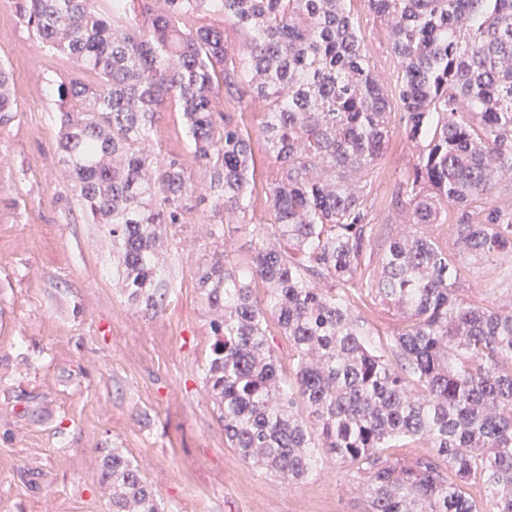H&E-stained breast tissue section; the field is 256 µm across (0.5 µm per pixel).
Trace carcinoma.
Wrapping results in <instances>:
<instances>
[{"label": "carcinoma", "instance_id": "obj_1", "mask_svg": "<svg viewBox=\"0 0 512 512\" xmlns=\"http://www.w3.org/2000/svg\"><path fill=\"white\" fill-rule=\"evenodd\" d=\"M21 0L40 42L74 61L57 85L59 149L77 202L105 225L122 287L149 307L159 292V229L187 223L197 189L152 155L175 101L214 207L246 219L252 135L221 94L266 103L258 136L274 169L272 223L244 267L228 245L197 271L215 316L206 390L240 458L282 481L316 454L358 466L365 512H512V309L459 298L457 259L430 232L453 213L459 254L479 273L512 254V206L488 203L512 180V0H367L399 60L395 98L374 77L348 0ZM224 13L243 38L205 22ZM85 73L102 78L96 86ZM415 161L397 195L418 230L393 240L370 292L405 323L389 358L356 316L374 224L366 186L392 133V104ZM16 111L0 66V122ZM266 307L255 298L257 285ZM273 314L293 349L286 383L267 339ZM421 440L432 454L383 453ZM112 512H160L138 467L101 461Z\"/></svg>", "mask_w": 512, "mask_h": 512}]
</instances>
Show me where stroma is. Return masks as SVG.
Segmentation results:
<instances>
[{
	"label": "stroma",
	"mask_w": 512,
	"mask_h": 512,
	"mask_svg": "<svg viewBox=\"0 0 512 512\" xmlns=\"http://www.w3.org/2000/svg\"><path fill=\"white\" fill-rule=\"evenodd\" d=\"M349 7L385 87L398 61L387 28L365 0ZM0 65L16 110L0 123V512H112L100 461L121 449L138 464L163 512H364L356 466L318 460L290 485L244 462L204 394L213 313L196 271L220 243L247 263L251 236L228 224L199 188L189 223L169 229L159 253L157 307L132 302L115 271L112 239L89 223L58 151L56 87L71 62L35 37L17 0H0ZM154 150L201 169L174 103L159 112ZM255 188L248 215L271 221L262 139L252 142ZM415 151L394 131L369 188L375 252L409 231L395 186ZM222 225V237L208 225ZM460 296L496 305L512 297V263L463 276ZM355 313L387 349L403 325L393 306L360 288Z\"/></svg>",
	"instance_id": "obj_1"
}]
</instances>
